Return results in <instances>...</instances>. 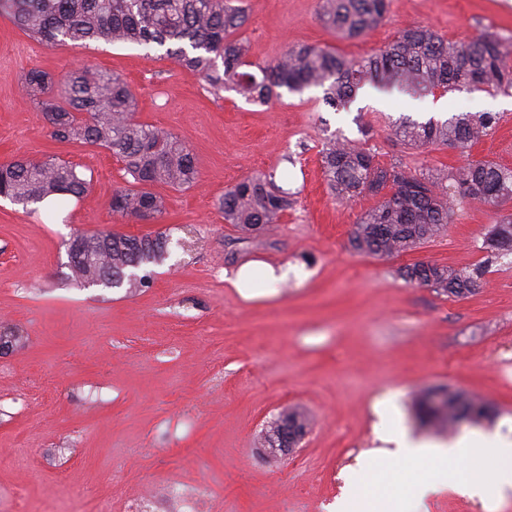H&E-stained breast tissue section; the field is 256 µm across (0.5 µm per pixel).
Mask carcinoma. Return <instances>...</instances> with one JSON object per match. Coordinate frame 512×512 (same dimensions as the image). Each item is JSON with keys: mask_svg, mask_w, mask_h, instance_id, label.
Instances as JSON below:
<instances>
[{"mask_svg": "<svg viewBox=\"0 0 512 512\" xmlns=\"http://www.w3.org/2000/svg\"><path fill=\"white\" fill-rule=\"evenodd\" d=\"M389 0H318V18L343 39L371 31L388 14ZM0 16L26 34L55 48L102 40L111 44L156 45L177 67L200 73L208 92L218 97L233 89L257 102L281 97V90L323 89L324 104L345 108L365 84L383 91L433 95L455 89L494 93L512 89V69L504 62L501 41L481 33L467 42L450 41L429 27L403 29L373 54L354 59L329 46L303 45L288 49L259 67L262 78L242 70L248 65L246 43L238 36L248 21L247 9L233 0H0ZM22 86L60 142L108 150L129 175L112 192L109 208L121 217L150 221L165 210L153 187L189 189L198 180L190 150L176 137L136 119L137 96L119 75L76 68L55 80L32 68ZM496 117L490 112L454 114L445 120L401 117L394 133L415 147L449 146L467 149L488 136ZM323 169L328 187L340 200L360 195L381 197L362 216L353 232V248L388 259L412 251L445 230L454 211L450 199L459 196L484 203L512 200V169L487 160H471L450 172L425 176L399 166L384 167L363 146L344 135L328 141ZM91 181L78 165L58 158L19 157L0 162V197L23 207L55 195L83 198ZM292 205L290 192L277 186L274 175L258 172L224 191L219 208L227 224L245 230L281 222ZM168 235H127L86 232L68 244V267L83 286H135L142 278L127 273L162 260ZM486 248L496 256L512 251V214L493 226ZM483 264L452 269L428 263L403 267L404 279L460 298L477 287ZM436 400L432 390L415 398L414 415L421 425L452 430L459 415L481 423L493 406L450 386ZM308 418L288 411L271 421L263 438L276 456L294 448L307 432Z\"/></svg>", "mask_w": 512, "mask_h": 512, "instance_id": "obj_1", "label": "carcinoma"}]
</instances>
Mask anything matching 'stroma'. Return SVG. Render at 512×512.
<instances>
[{"label":"stroma","instance_id":"35a3bbf8","mask_svg":"<svg viewBox=\"0 0 512 512\" xmlns=\"http://www.w3.org/2000/svg\"><path fill=\"white\" fill-rule=\"evenodd\" d=\"M248 59L269 62L303 44L372 54L402 29L428 26L451 41L491 32L512 66V0H391L386 21L359 39L336 37L317 0H244ZM87 66L124 77L138 121L170 131L196 158L197 183L161 188L154 222L112 215L123 165L107 151L60 143L21 89L32 68L60 77ZM323 91L283 92L263 104L227 89L210 94L199 73L172 68L162 50L102 41L49 48L0 17V161L56 155L91 177L81 201L30 211L0 199V512H123L140 493L163 499L173 481L210 486L218 512H330L340 473L369 448L373 407L390 395L397 424L415 436L413 401L449 385L495 407L485 430L512 439V253L488 260L485 237L512 201L456 200L446 231L389 260L354 251L358 219L377 197L345 202L327 187L322 149L342 134L370 131L384 166L426 173L486 159L512 168V93L456 91L441 97L358 94L349 110ZM446 114L489 112L493 130L466 150L414 149L391 127ZM272 171L293 192L274 231L225 223L226 188ZM168 234L160 263L136 268L143 287L81 286L71 279L67 241L78 232ZM284 263L300 276L266 284L247 299L228 281L242 265ZM486 263L479 286L454 298L406 282L401 267ZM297 409L310 419L293 453L271 456L268 422Z\"/></svg>","mask_w":512,"mask_h":512}]
</instances>
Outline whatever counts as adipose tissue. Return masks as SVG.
<instances>
[{
    "label": "adipose tissue",
    "instance_id": "obj_1",
    "mask_svg": "<svg viewBox=\"0 0 512 512\" xmlns=\"http://www.w3.org/2000/svg\"><path fill=\"white\" fill-rule=\"evenodd\" d=\"M373 435L375 447L361 452L344 475L347 491L337 499L335 512H359L363 507L370 512H405L400 499L380 489L369 500L361 498L359 476L378 474L385 462L395 478L407 480L420 506L447 489L476 504L512 499V443L498 436L470 432L444 445L413 439L383 421L375 425Z\"/></svg>",
    "mask_w": 512,
    "mask_h": 512
}]
</instances>
